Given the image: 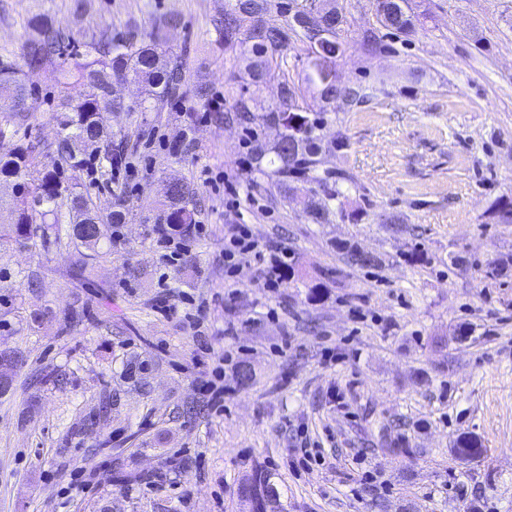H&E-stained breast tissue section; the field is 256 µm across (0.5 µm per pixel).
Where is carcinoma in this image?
Returning a JSON list of instances; mask_svg holds the SVG:
<instances>
[{"instance_id": "cac0c4a2", "label": "carcinoma", "mask_w": 512, "mask_h": 512, "mask_svg": "<svg viewBox=\"0 0 512 512\" xmlns=\"http://www.w3.org/2000/svg\"><path fill=\"white\" fill-rule=\"evenodd\" d=\"M321 22H309L305 10L292 9L279 0H236L232 10L220 21L226 41L237 38L241 29L248 32L247 51L255 60L249 64L252 83L264 77L263 64L282 53L292 36L310 44L312 53L333 57L340 50L336 28L344 17L336 5L319 0ZM376 11L383 26L404 31L412 25L408 0H376ZM285 17L281 25L272 23L273 16ZM181 18L175 14L161 16L155 33L144 37L130 29L114 37L103 32L79 41L73 34L56 24L48 12L29 16L26 27L30 37L19 47L22 65L0 64V102L7 103L9 116L0 124V139L16 136L27 125L25 103L35 88L32 78L43 64L53 58L62 59L58 85L61 98L54 118L59 126L56 141L46 146L37 139H26L8 155L0 157V175L14 179L17 192L8 204L10 222L6 225L9 238L21 247H40L48 251L62 243V238L82 247L71 269L74 278L83 280L92 261L100 256L104 246L114 243L113 227L126 220L129 200L125 187L117 184L110 189L105 202L86 194L80 183L84 173L99 174L105 183L130 168L131 146L127 136L108 130L107 115L114 111L128 113L131 123L140 124L147 112H162L176 97L186 82L182 58L170 54L158 36V31L178 26ZM321 84L326 103L345 96L355 99L357 93L346 92L314 71ZM135 82L141 85L142 97L124 102L117 87ZM238 119L249 125L273 124L283 127L280 139L269 146L252 135L251 153L257 170L277 178L280 192H294L293 182L299 178L316 182L324 188V198L307 201L309 215L317 224L329 220L328 201L338 191L328 178L319 174L321 138L317 131L323 126L324 110L299 111L293 92L283 88L282 101L275 108L258 106L253 98H242L234 106ZM197 192L185 181L168 182L165 202L157 217L171 236H183L196 223ZM350 265H377L381 259L365 255L355 245L340 246ZM457 455L472 458L483 454L479 439L463 433L454 441ZM251 489L252 512H282L281 493L269 475L254 472L241 484L240 492Z\"/></svg>"}]
</instances>
